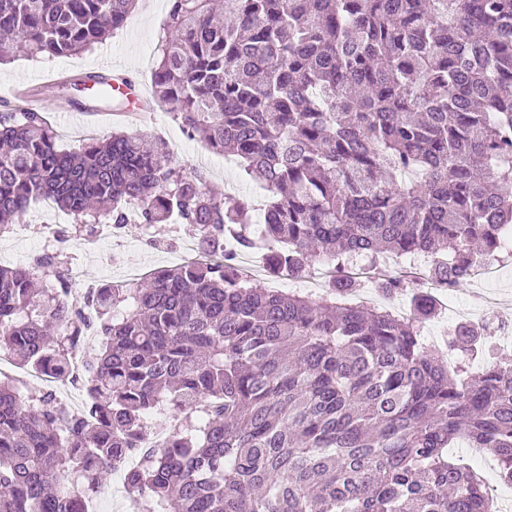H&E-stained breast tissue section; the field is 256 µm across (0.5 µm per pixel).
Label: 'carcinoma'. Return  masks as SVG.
I'll use <instances>...</instances> for the list:
<instances>
[{"mask_svg": "<svg viewBox=\"0 0 512 512\" xmlns=\"http://www.w3.org/2000/svg\"><path fill=\"white\" fill-rule=\"evenodd\" d=\"M138 0H0V63L85 53ZM154 97L266 191L216 198L165 143L117 131L66 151L34 110L0 114V235L39 199L76 224H183L217 260L104 285L79 304L59 249L0 267V353L77 380L71 416L0 379V512H83L114 465L150 512H493L460 438L512 485V361L468 378L428 350V294L401 317L356 280L286 294L239 252L297 274L317 260L429 257L453 290L512 226V0H169ZM265 216L262 239L252 214ZM488 324L448 347L477 356ZM99 346L77 373L71 354ZM204 406L166 448L151 411ZM456 448H449L448 449V455L450 457H453L454 459H460L464 461L465 463L471 465L476 470H478L485 478L487 486L492 490V493L494 494V490L492 489V485L495 484V481L498 480L497 473H496V465L491 456L495 459L496 458L492 454H488L485 452L486 457V463L480 464L478 462H475L471 460L464 452V448L466 447L465 442L463 440H460L456 445ZM497 464V461H496Z\"/></svg>", "mask_w": 512, "mask_h": 512, "instance_id": "obj_1", "label": "carcinoma"}]
</instances>
